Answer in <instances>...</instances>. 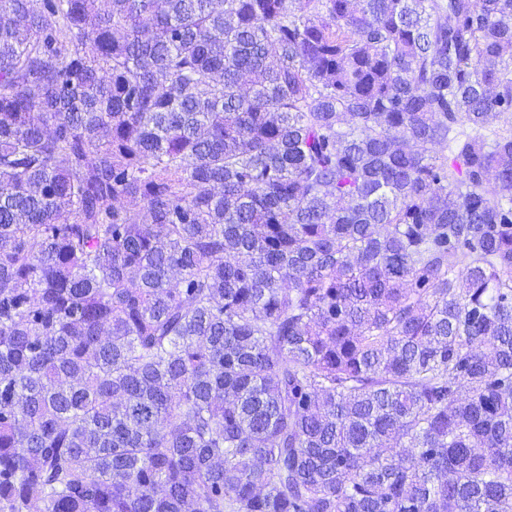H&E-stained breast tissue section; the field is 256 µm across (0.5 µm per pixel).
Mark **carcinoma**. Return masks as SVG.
<instances>
[{"label":"carcinoma","mask_w":512,"mask_h":512,"mask_svg":"<svg viewBox=\"0 0 512 512\" xmlns=\"http://www.w3.org/2000/svg\"><path fill=\"white\" fill-rule=\"evenodd\" d=\"M512 0H0V512H512Z\"/></svg>","instance_id":"carcinoma-1"}]
</instances>
